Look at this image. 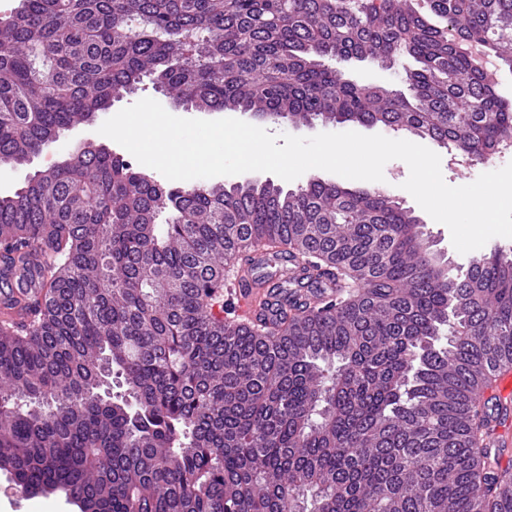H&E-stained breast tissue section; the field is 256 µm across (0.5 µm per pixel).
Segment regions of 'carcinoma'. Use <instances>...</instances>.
I'll return each mask as SVG.
<instances>
[{"instance_id":"1","label":"carcinoma","mask_w":512,"mask_h":512,"mask_svg":"<svg viewBox=\"0 0 512 512\" xmlns=\"http://www.w3.org/2000/svg\"><path fill=\"white\" fill-rule=\"evenodd\" d=\"M20 0L0 166L149 79L197 112L383 126L484 163L512 142V0ZM331 58L391 69L361 84ZM274 313L225 279L255 255ZM0 471L90 512H512L481 393L512 369V250L464 273L388 193L165 185L79 146L0 196ZM262 289L264 288H253L245 285L243 288H239V292L237 290V313L242 318L243 323L249 320L253 321L261 311L257 305L263 292H265Z\"/></svg>"}]
</instances>
